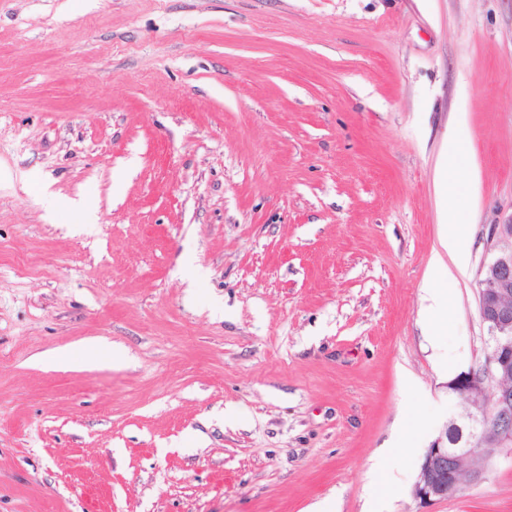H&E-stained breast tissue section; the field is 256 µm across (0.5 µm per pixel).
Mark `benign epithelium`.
<instances>
[{
  "instance_id": "obj_1",
  "label": "benign epithelium",
  "mask_w": 512,
  "mask_h": 512,
  "mask_svg": "<svg viewBox=\"0 0 512 512\" xmlns=\"http://www.w3.org/2000/svg\"><path fill=\"white\" fill-rule=\"evenodd\" d=\"M478 311L487 336L480 368L462 372L448 390L473 406L437 434L420 465L416 495L425 503L456 497L467 482H478L489 467L491 448L512 455V249L485 264ZM495 384L490 405L483 399Z\"/></svg>"
}]
</instances>
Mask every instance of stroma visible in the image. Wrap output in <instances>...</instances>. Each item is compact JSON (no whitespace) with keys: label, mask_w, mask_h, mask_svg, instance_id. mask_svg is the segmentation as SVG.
Instances as JSON below:
<instances>
[{"label":"stroma","mask_w":512,"mask_h":512,"mask_svg":"<svg viewBox=\"0 0 512 512\" xmlns=\"http://www.w3.org/2000/svg\"><path fill=\"white\" fill-rule=\"evenodd\" d=\"M511 221L512 0H0V512H512L414 494ZM464 152V147L461 143L457 142L454 139H449L448 141V164L447 167L444 168V178L442 180V193L447 199L448 213L455 212L462 204L463 199L459 197L457 194L454 184L450 181L449 172L451 166L456 162L459 156ZM446 170L448 171V176L446 174ZM441 246L445 255L454 257L457 265L462 266L467 257L466 232L463 225L445 224Z\"/></svg>","instance_id":"stroma-1"}]
</instances>
